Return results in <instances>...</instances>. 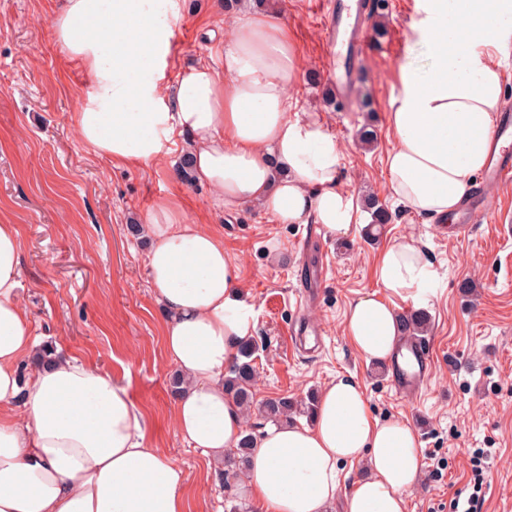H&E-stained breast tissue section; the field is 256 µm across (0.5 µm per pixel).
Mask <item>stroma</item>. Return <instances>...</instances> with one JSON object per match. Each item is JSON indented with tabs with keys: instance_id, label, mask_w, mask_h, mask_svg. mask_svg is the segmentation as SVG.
<instances>
[{
	"instance_id": "1",
	"label": "stroma",
	"mask_w": 512,
	"mask_h": 512,
	"mask_svg": "<svg viewBox=\"0 0 512 512\" xmlns=\"http://www.w3.org/2000/svg\"><path fill=\"white\" fill-rule=\"evenodd\" d=\"M60 0H0V222L16 225L22 242L21 299L41 345L74 353L128 386L145 414L154 446L182 466L190 512H257L240 483L208 463L175 434L174 371L163 348L165 315L151 294L146 242L132 232L155 203L176 199L188 221L224 237V250L241 267V286L257 311L258 369L245 425L261 436L269 424L267 400L307 403L339 377L363 386L375 416L405 419L417 431L422 475L407 512H450L457 494H470L469 454L491 449L481 512H512V233L499 218L512 214V190L491 187L496 216L474 217L469 232L413 214L390 195L385 155L390 101L399 91L401 64L425 66L409 38L412 0H382L383 32L369 31L356 100L336 109L325 103L329 61L322 48L320 12L326 0H237L241 11L278 14L294 31L300 70L292 95L320 112L343 148L342 183L363 203L377 197L390 221L368 238L369 214L349 234L279 224L255 207L228 213L215 191L185 181L179 165L187 138L175 136L159 163L109 162L84 144L73 124L88 85L61 53L52 18ZM228 24L224 0H181L175 24L176 66L215 60ZM370 126L376 141L361 144ZM414 236L438 273L423 311L433 367L422 394L406 397L388 386L384 369L366 362L343 334L344 314L358 297L384 290L375 278L379 253ZM323 270L317 299L305 302L302 284ZM319 325L321 351L294 349L296 319Z\"/></svg>"
}]
</instances>
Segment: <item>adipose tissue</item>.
<instances>
[{
  "label": "adipose tissue",
  "instance_id": "ef3b65f1",
  "mask_svg": "<svg viewBox=\"0 0 512 512\" xmlns=\"http://www.w3.org/2000/svg\"><path fill=\"white\" fill-rule=\"evenodd\" d=\"M180 11V0H62L55 38L90 87L74 114L83 142L111 162L144 165L185 134L197 180L224 210L254 206L281 224L349 233L359 214L340 181V146L290 95L299 65L287 25L275 14L232 15L218 64L174 73ZM409 27L428 69L398 68L389 191L416 215L443 219L487 163L504 92L493 51L512 36V0H413ZM143 233L164 350L184 382L175 431L224 461L244 430L224 373L255 333V306L223 237L188 222L177 200H158ZM21 256L16 225L0 223V512H189L184 471L152 447L126 386L72 354L36 364ZM375 274L415 303L434 281L411 237L381 253ZM344 334L367 362H385L402 335L398 310L360 296ZM359 464L363 474L341 492L344 466ZM422 469L413 426L373 417L360 383L340 377L321 389L311 424L265 430L242 485L260 512H329L340 497L347 512H406Z\"/></svg>",
  "mask_w": 512,
  "mask_h": 512
}]
</instances>
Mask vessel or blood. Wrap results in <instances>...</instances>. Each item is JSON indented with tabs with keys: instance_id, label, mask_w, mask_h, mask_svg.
<instances>
[{
	"instance_id": "b4317fda",
	"label": "vessel or blood",
	"mask_w": 512,
	"mask_h": 512,
	"mask_svg": "<svg viewBox=\"0 0 512 512\" xmlns=\"http://www.w3.org/2000/svg\"><path fill=\"white\" fill-rule=\"evenodd\" d=\"M330 2L331 5L320 22L324 34V48L332 61L330 81L337 95L348 99L354 94L359 61L366 48L364 26L368 8L365 0ZM481 183V189L475 190L459 206L455 236L459 237L468 232L473 214L487 210L488 201L483 192L484 187L512 185V156L504 153L492 156L481 175ZM404 346L411 353L415 367L410 370L398 362H391L390 384L400 394L414 395L421 392L428 378L431 369L430 347L415 337L407 338Z\"/></svg>"
}]
</instances>
